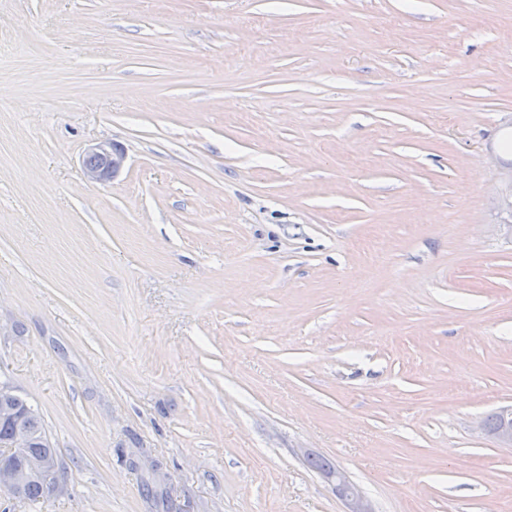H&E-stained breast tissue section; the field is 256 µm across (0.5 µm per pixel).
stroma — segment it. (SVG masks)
<instances>
[{
  "mask_svg": "<svg viewBox=\"0 0 512 512\" xmlns=\"http://www.w3.org/2000/svg\"><path fill=\"white\" fill-rule=\"evenodd\" d=\"M0 385V512H512V0H0ZM125 152L113 143H97L83 157V167L89 179L106 181L114 178L123 168ZM26 404L27 402L14 394L10 387L1 385L0 408L5 407L7 409H0V421L3 422L13 418L14 410L11 409H16V417L13 420L2 424L0 423V440L7 438L10 433L16 430L24 431L15 432L6 442L0 443L2 448H7L4 456L18 452L20 448H26L15 456H12L11 460L14 466L0 461V489L15 493L20 491V488L30 474L43 475L47 483L53 482L56 465L47 458L35 456L50 457L53 458L56 463L58 461L56 448H52L50 445L46 436L43 420L39 413L34 417L22 412L21 409ZM30 433L33 435L31 448H29L32 439ZM28 456L33 457L27 459ZM25 464L26 466L24 468H16L24 466ZM56 480L57 470L55 481ZM47 491L48 488L44 485V479L40 476L32 475L27 479L20 494L25 500L39 502L40 499L44 498ZM308 464L317 471L336 468L331 473H321V476L332 485L336 496L344 504L343 512H375L370 501L350 482L346 474L329 459L321 456L308 457Z\"/></svg>",
  "mask_w": 512,
  "mask_h": 512,
  "instance_id": "stroma-1",
  "label": "stroma"
}]
</instances>
